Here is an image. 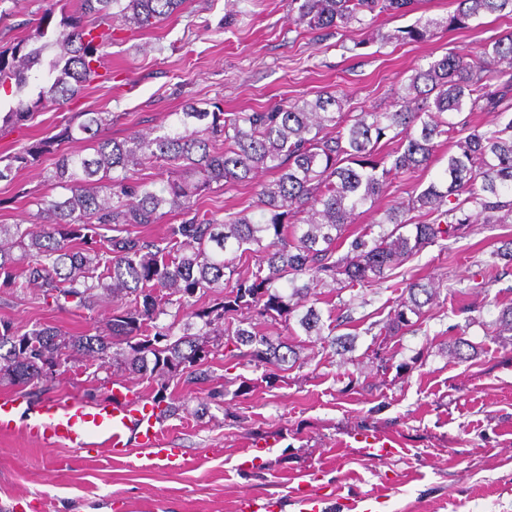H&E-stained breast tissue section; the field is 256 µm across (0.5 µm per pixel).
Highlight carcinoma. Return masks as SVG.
Masks as SVG:
<instances>
[{"instance_id": "1", "label": "carcinoma", "mask_w": 512, "mask_h": 512, "mask_svg": "<svg viewBox=\"0 0 512 512\" xmlns=\"http://www.w3.org/2000/svg\"><path fill=\"white\" fill-rule=\"evenodd\" d=\"M415 0H290L302 31L327 40L354 25L365 30L384 16L404 15ZM446 18L420 17L384 39L424 42L448 30L473 32L489 14L512 19V0H456ZM186 0H77L52 25L54 9L37 19L35 35L0 47V89L22 92L31 75L48 66L36 97L19 98L0 111V129L24 125L34 113L77 100L103 73L115 40L113 22L140 30L183 12ZM56 54L45 59L49 48ZM512 109V33L480 41L470 54L448 52L413 69L407 84L384 109L354 112L331 92L284 101L253 112L203 111L187 102L159 133L131 130L122 139L103 136L119 119L110 112H84L61 131L24 145L0 167V181L18 168L56 154L45 181L62 189L34 201L29 224H0V289L34 286L43 299L73 297L91 309L100 295L112 297L107 333L62 337L55 327L23 331L0 320V371L29 385L74 353L106 364L117 339L127 344L125 364L156 382L152 401L164 416L179 407L167 395L177 379L189 387L210 378L215 354L247 358L265 378L300 360L293 347L256 330L255 322L288 323L303 308L305 335H323L320 312L311 305L316 288L364 286L457 224L483 216L487 224L512 223V117L480 132L464 112ZM457 151L438 182L412 190L385 210L380 231L368 227L344 237L359 210L375 201L390 176L427 166L439 139ZM62 142H89L93 154L60 151ZM144 169L154 177L141 176ZM273 174L255 181L258 173ZM252 186V203L240 211L204 210L200 200L214 189ZM177 212L184 217L167 237L150 239L136 227L157 224ZM422 213L416 221L409 217ZM347 246L346 253L338 254ZM238 259L257 257L237 267ZM390 316L392 327L421 316L436 289L401 280ZM207 297L201 308L195 303ZM182 334L174 329L180 315ZM169 316L171 322L161 323ZM497 335L512 337V303L504 306Z\"/></svg>"}]
</instances>
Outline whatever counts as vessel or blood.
I'll return each instance as SVG.
<instances>
[{
    "label": "vessel or blood",
    "instance_id": "vessel-or-blood-1",
    "mask_svg": "<svg viewBox=\"0 0 512 512\" xmlns=\"http://www.w3.org/2000/svg\"><path fill=\"white\" fill-rule=\"evenodd\" d=\"M24 401L17 396L0 398V434L11 432ZM156 407L145 397L131 398L126 385L113 387L112 396L91 404L50 400L43 402L28 424L32 440L44 447L64 445L84 449L105 447L119 454L131 444L150 450L154 459L170 464L179 451L166 447Z\"/></svg>",
    "mask_w": 512,
    "mask_h": 512
}]
</instances>
